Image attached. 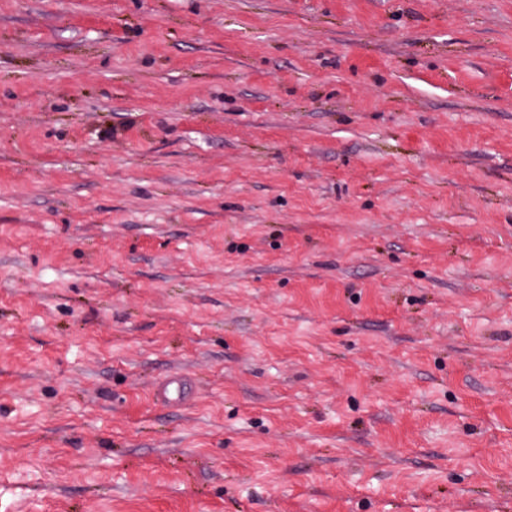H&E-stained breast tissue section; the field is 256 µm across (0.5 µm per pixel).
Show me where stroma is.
I'll return each instance as SVG.
<instances>
[{"mask_svg":"<svg viewBox=\"0 0 512 512\" xmlns=\"http://www.w3.org/2000/svg\"><path fill=\"white\" fill-rule=\"evenodd\" d=\"M0 512H512V0H0Z\"/></svg>","mask_w":512,"mask_h":512,"instance_id":"obj_1","label":"stroma"}]
</instances>
